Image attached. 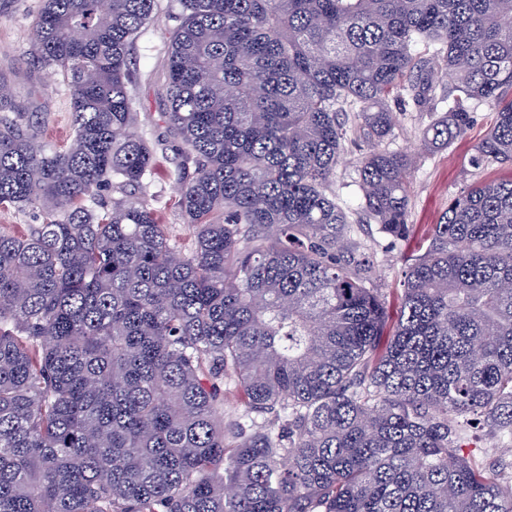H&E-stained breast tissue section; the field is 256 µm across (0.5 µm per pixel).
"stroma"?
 I'll return each mask as SVG.
<instances>
[{
	"mask_svg": "<svg viewBox=\"0 0 512 512\" xmlns=\"http://www.w3.org/2000/svg\"><path fill=\"white\" fill-rule=\"evenodd\" d=\"M41 6L42 0H0V76L12 81L17 103L46 113L44 139L64 148L72 138L68 89L54 70L26 63L29 25ZM176 24L171 14L160 13L137 41L133 58L138 81L133 95L138 113L137 133L162 136L167 140L166 150L158 156L154 187L163 197L161 221L169 236L186 243L191 238V230L178 209L179 185L173 177L181 144L169 136L164 122L166 49L169 33ZM471 110L473 123L465 135L448 148L430 150L422 145L419 135L432 120V113L394 106L395 126L381 147L407 154L413 161L408 175L407 212L412 232L403 240L390 237L379 225L366 219L359 166L373 145L360 138L356 129L348 131L331 191L353 226L352 244L371 261L370 285L386 295L390 310H397L399 305L407 258L416 254L420 237L430 224L437 222L449 200L471 185L497 178L506 171L504 165L495 161L479 168L471 165L474 149L490 130L498 104L491 100L476 101Z\"/></svg>",
	"mask_w": 512,
	"mask_h": 512,
	"instance_id": "obj_1",
	"label": "stroma"
}]
</instances>
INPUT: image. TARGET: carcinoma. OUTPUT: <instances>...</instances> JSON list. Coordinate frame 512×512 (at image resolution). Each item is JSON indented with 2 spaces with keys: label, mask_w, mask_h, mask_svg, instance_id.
Listing matches in <instances>:
<instances>
[{
  "label": "carcinoma",
  "mask_w": 512,
  "mask_h": 512,
  "mask_svg": "<svg viewBox=\"0 0 512 512\" xmlns=\"http://www.w3.org/2000/svg\"><path fill=\"white\" fill-rule=\"evenodd\" d=\"M158 6L43 0L28 60L67 85L65 149L0 80V205L43 214L0 232V512H512V462L463 454L475 426L512 439V173L448 202L391 325L329 191L347 117L381 142L443 76L422 143L496 100L471 162L512 166V0H169L186 248L133 132ZM410 166L359 169L396 239Z\"/></svg>",
  "instance_id": "obj_1"
}]
</instances>
